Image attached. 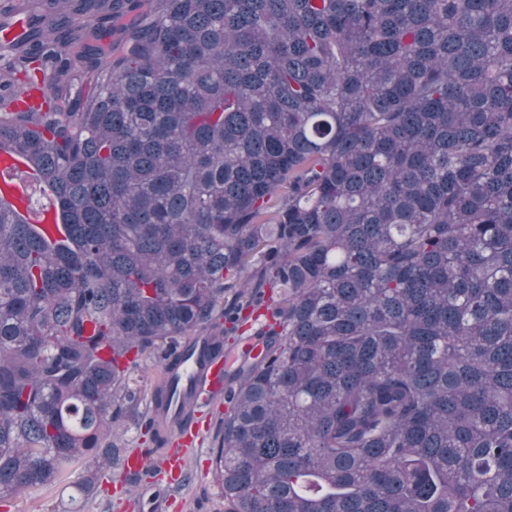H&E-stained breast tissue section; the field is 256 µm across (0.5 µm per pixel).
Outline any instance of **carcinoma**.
Wrapping results in <instances>:
<instances>
[{
  "label": "carcinoma",
  "instance_id": "obj_1",
  "mask_svg": "<svg viewBox=\"0 0 512 512\" xmlns=\"http://www.w3.org/2000/svg\"><path fill=\"white\" fill-rule=\"evenodd\" d=\"M48 2L0 72V503L121 411L164 445L139 356L251 309L229 512H512V0H61L46 37ZM25 168V163L21 160L9 159L6 154L0 153V192H11L6 198L17 204L20 210H24L26 202H19L17 199L22 195L17 183L13 182L11 176L16 169Z\"/></svg>",
  "mask_w": 512,
  "mask_h": 512
}]
</instances>
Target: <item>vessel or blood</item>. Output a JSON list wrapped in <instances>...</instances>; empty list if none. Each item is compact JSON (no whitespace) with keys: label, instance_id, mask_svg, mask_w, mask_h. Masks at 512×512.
Returning a JSON list of instances; mask_svg holds the SVG:
<instances>
[{"label":"vessel or blood","instance_id":"obj_1","mask_svg":"<svg viewBox=\"0 0 512 512\" xmlns=\"http://www.w3.org/2000/svg\"><path fill=\"white\" fill-rule=\"evenodd\" d=\"M22 166V161L0 154V191L7 192L13 202L17 201L21 191L13 182L12 175ZM262 351V345L254 337L245 336L233 350L223 352L216 359L203 360L195 354L178 370L165 374L166 386L175 390V398L169 406L175 417L167 429L174 442L171 447L161 449L158 464L165 472L170 486L177 487L183 483L185 457L201 442V404L221 395L224 376L229 373L235 361L245 356L259 357Z\"/></svg>","mask_w":512,"mask_h":512}]
</instances>
